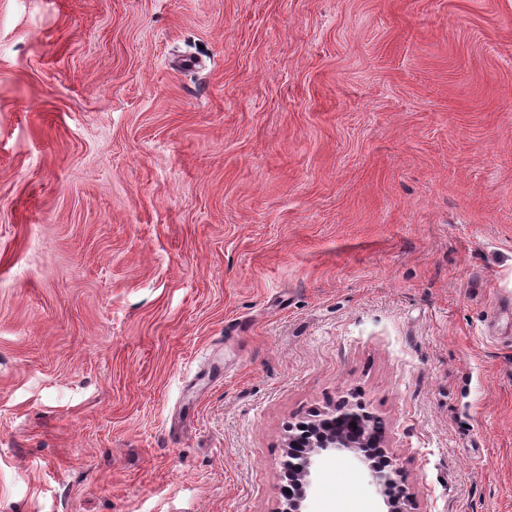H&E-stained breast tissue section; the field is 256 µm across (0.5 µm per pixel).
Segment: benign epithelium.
<instances>
[{"label": "benign epithelium", "instance_id": "benign-epithelium-1", "mask_svg": "<svg viewBox=\"0 0 512 512\" xmlns=\"http://www.w3.org/2000/svg\"><path fill=\"white\" fill-rule=\"evenodd\" d=\"M377 416L356 392H343L336 404L288 427L287 451L282 472L295 491L277 501L275 512H302L312 488L316 457L324 452L351 455L368 471L386 512H416V496L403 467L377 428Z\"/></svg>", "mask_w": 512, "mask_h": 512}]
</instances>
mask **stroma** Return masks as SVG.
<instances>
[{
	"mask_svg": "<svg viewBox=\"0 0 512 512\" xmlns=\"http://www.w3.org/2000/svg\"><path fill=\"white\" fill-rule=\"evenodd\" d=\"M349 388L512 512V0H0V512H273Z\"/></svg>",
	"mask_w": 512,
	"mask_h": 512,
	"instance_id": "35a3bbf8",
	"label": "stroma"
}]
</instances>
